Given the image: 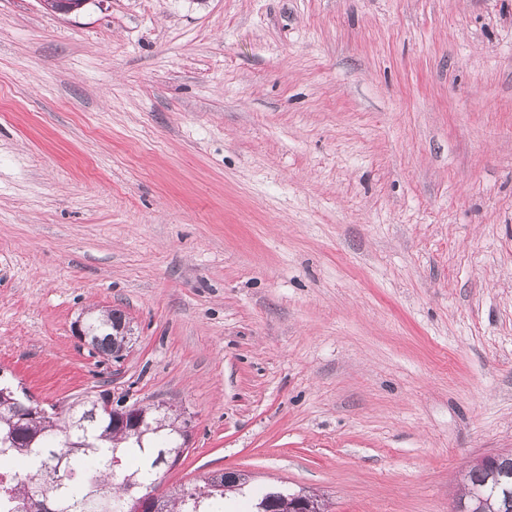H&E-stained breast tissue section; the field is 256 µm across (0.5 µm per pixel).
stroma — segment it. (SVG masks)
I'll return each mask as SVG.
<instances>
[{
	"mask_svg": "<svg viewBox=\"0 0 512 512\" xmlns=\"http://www.w3.org/2000/svg\"><path fill=\"white\" fill-rule=\"evenodd\" d=\"M0 378L184 410L161 495L460 512L512 450V0H0ZM106 319L112 321H125L124 314L118 309H110L104 314H94V318L87 320L85 323L92 334V347L99 353L114 359H121L123 351L127 349L128 344L122 349L121 341L117 344L112 341L110 328L104 325Z\"/></svg>",
	"mask_w": 512,
	"mask_h": 512,
	"instance_id": "obj_1",
	"label": "stroma"
}]
</instances>
